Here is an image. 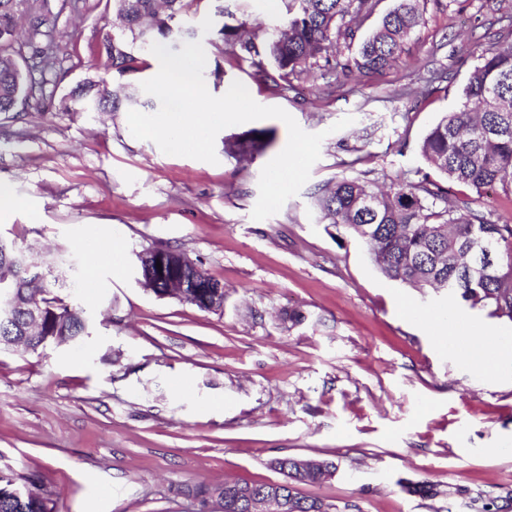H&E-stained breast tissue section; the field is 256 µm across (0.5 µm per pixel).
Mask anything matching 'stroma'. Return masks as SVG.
<instances>
[{"mask_svg": "<svg viewBox=\"0 0 512 512\" xmlns=\"http://www.w3.org/2000/svg\"><path fill=\"white\" fill-rule=\"evenodd\" d=\"M419 4L424 22L390 70L346 75L356 47L343 42L336 64L274 92L258 68L219 52L213 0H190L182 24L207 66L224 70L208 91L242 82L324 135L298 195L256 220L260 173L285 147L286 125L223 129L211 164L134 138L126 112L65 108L76 83L104 73L99 30L112 4L48 0L62 76L0 113V186L13 195L0 237L57 267L65 283L45 297L81 307L91 334L0 352V470L36 475L54 512H199L183 486L278 481L272 462L285 456L335 463L300 487L331 512H466L465 495L512 493V366L477 378L442 341L450 309L484 336H512V321L388 280L315 205L344 176L385 188L438 180L423 138L459 105L512 0ZM346 116L352 124L336 129ZM259 131L273 140L255 158L225 153L226 138ZM146 248L185 252L223 284V310L146 291L135 264ZM418 481L436 497L411 492Z\"/></svg>", "mask_w": 512, "mask_h": 512, "instance_id": "obj_1", "label": "stroma"}]
</instances>
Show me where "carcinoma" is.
<instances>
[{
	"label": "carcinoma",
	"mask_w": 512,
	"mask_h": 512,
	"mask_svg": "<svg viewBox=\"0 0 512 512\" xmlns=\"http://www.w3.org/2000/svg\"><path fill=\"white\" fill-rule=\"evenodd\" d=\"M29 0H0V112L42 88L35 77L37 66L16 68L17 18ZM379 0H283L287 22L271 30L258 23L249 28L227 11L220 30L224 46L240 62L258 68L262 60L276 71L266 75L269 89L297 76L309 65L329 60V49L340 39H355L346 21L371 17ZM185 0H112L120 25L102 29L101 55L106 76L86 78L70 89L67 100L80 108L117 112L122 108L146 107L139 88L129 85L120 96L112 91L115 80L134 71L133 51H150L159 43L180 50L178 42L194 39L180 25ZM424 23L419 0H393V7L362 39L353 65L361 73L377 74L394 66L405 50L410 34ZM258 138H235L224 143L225 152L247 157L259 148ZM425 160L446 182L481 193L498 185L512 203V43L486 53L470 71L462 89L459 107L444 114L429 130L421 145ZM468 195L448 202V188L427 178L403 181L386 192L359 177H343L317 197L323 218L341 225L365 241L381 273L390 280L414 288L444 289L471 307L491 309L499 318L512 321V224H499L471 207ZM54 276L51 265L41 270L20 268L12 278L18 310L14 320L0 323V349L21 341L26 350L42 348L49 336L64 343L85 336L83 311L55 298L39 300L45 310L41 333L27 336V310L34 299V283ZM285 480L280 486L287 512H329L330 505L317 497L304 496L300 484H314L332 474L335 466L323 462L302 470L298 458L276 460ZM36 482L33 476L0 471V512H53L48 496H15V489ZM269 489L265 482L224 481L220 493L222 512H246L240 492ZM474 512H505L512 509V496L471 499Z\"/></svg>",
	"instance_id": "obj_1"
}]
</instances>
